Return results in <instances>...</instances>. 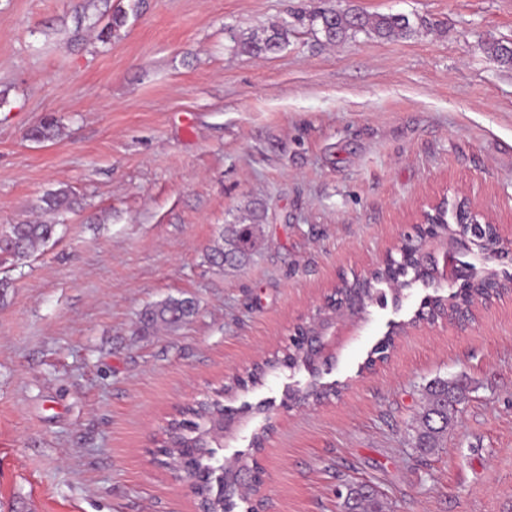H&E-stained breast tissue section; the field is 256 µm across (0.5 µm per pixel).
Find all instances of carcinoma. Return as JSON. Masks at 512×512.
Returning a JSON list of instances; mask_svg holds the SVG:
<instances>
[{"label": "carcinoma", "instance_id": "cac0c4a2", "mask_svg": "<svg viewBox=\"0 0 512 512\" xmlns=\"http://www.w3.org/2000/svg\"><path fill=\"white\" fill-rule=\"evenodd\" d=\"M311 25L318 26L328 43H341L346 39L365 32L380 39H403L409 37L414 28L408 17L403 15L377 14L366 15L338 10H321L309 15ZM292 24L284 21L273 25L262 38L247 37L239 41V47L245 53L252 55H272L288 45ZM487 52L498 63L512 66V43L509 41H492L488 43ZM59 134V128L53 121H48L33 129L30 136L34 140L49 141ZM69 203V194L60 189L47 194L43 198V210L56 212ZM264 217V211L255 207L249 211L246 221L238 224H229L220 232L224 246L212 250L209 255L210 262L220 268L242 264L255 249L259 224ZM56 232V225L47 223L10 224L8 228L0 231V250H4L16 258L22 259L39 250L48 243ZM468 233L475 239L477 254L487 255L499 247V242L486 234L477 226L468 229ZM419 244L414 241L403 243L401 253L397 259V277H404L406 281L401 287L395 289V298H400L402 288L412 283L426 282L427 273L417 261L416 251ZM463 294H455L442 298L432 296L427 298L425 305L437 314L454 308L462 302L476 298L484 303L500 296L498 288H491L485 283L478 285L468 284L462 287ZM179 306L182 309L183 320L187 321L197 312V305L191 299L169 298L165 302L146 309L141 315L139 323L141 328L147 330L157 325L174 326L177 320L171 316L172 308ZM314 353L303 343L293 341L283 352L282 356H274L261 364L255 365L245 375L238 376L235 384L244 389L248 385L259 383L269 373L281 367L309 368L314 364ZM336 391L324 385L313 384L306 388H298L288 396L293 404L306 403L309 400L319 401ZM426 404L415 420L413 448L423 456L438 450L441 442L448 434V426L455 417L454 406L463 399V389L457 382H450L445 378H436L425 386ZM223 393L216 396H207L196 401L182 412V418L170 421V427L164 431L165 438L158 453L166 457L165 464L172 469H178L179 449L185 447L205 446L208 455L199 459V465L204 467L224 465V484L221 488L209 485L199 486L194 495L198 501L211 508L212 512H234L237 501L242 499L238 491V476L242 473L257 471L258 462L254 458L237 457L231 462L221 463L217 457L218 449L224 446V437L218 428L220 419L224 414ZM346 512H382V505L374 495H366L362 490L352 488L345 502Z\"/></svg>", "mask_w": 512, "mask_h": 512}]
</instances>
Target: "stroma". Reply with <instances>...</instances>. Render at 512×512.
I'll return each instance as SVG.
<instances>
[{"mask_svg": "<svg viewBox=\"0 0 512 512\" xmlns=\"http://www.w3.org/2000/svg\"><path fill=\"white\" fill-rule=\"evenodd\" d=\"M0 0V228L56 236L0 255V512H196L156 448L167 422L224 390L240 411L225 459L265 425V512H343L339 489L374 486L384 512H512V297L460 329L412 326L448 288L377 285L321 382L335 396L284 407L283 368L233 388L284 352L339 276L364 273L444 189L512 225V0ZM321 8L432 22L408 39L336 45L299 25L282 52L235 38ZM52 141L31 139L45 118ZM65 188L72 209L40 208ZM265 219L250 260L217 268L220 229L250 203ZM196 315L139 330L168 296ZM392 335L387 360L367 366ZM467 398L441 449L410 426L435 378ZM56 232V225L47 223L10 224L0 231V240L4 250L16 258L22 259L39 250L48 243Z\"/></svg>", "mask_w": 512, "mask_h": 512, "instance_id": "35a3bbf8", "label": "stroma"}]
</instances>
